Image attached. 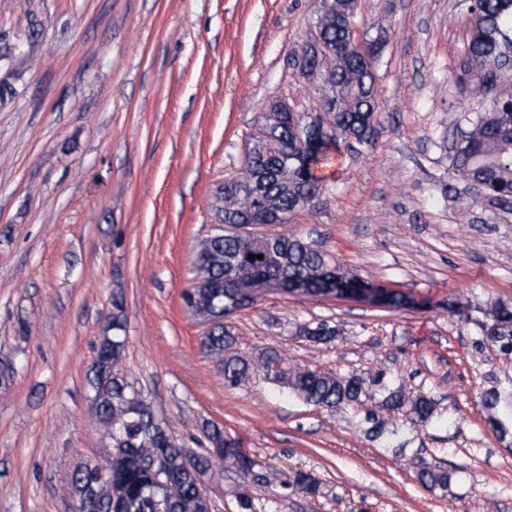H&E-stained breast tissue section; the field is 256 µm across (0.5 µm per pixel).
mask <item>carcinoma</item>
<instances>
[{"label": "carcinoma", "mask_w": 512, "mask_h": 512, "mask_svg": "<svg viewBox=\"0 0 512 512\" xmlns=\"http://www.w3.org/2000/svg\"><path fill=\"white\" fill-rule=\"evenodd\" d=\"M335 2V9L317 17L319 42L293 59L294 67L303 69V78L324 85L321 113L308 121L292 111L265 113L252 136L241 175L217 191L215 209L224 231L201 240L196 253L197 278L207 280L210 287L188 288L182 300L191 314L206 318L208 330L201 346L217 360L225 385L238 386L259 372L305 403L330 411L363 397L372 399L377 392L380 400L366 421L375 438L389 439L397 431L387 426L379 412L426 428L437 419L434 399L385 381L384 372L333 375L293 369L275 348L250 361L236 351V336L227 322L264 293L259 288L264 282H275L289 293L299 285L311 297L332 292L338 280L350 290L363 287L327 253L296 237H245L240 232L242 227L266 223L271 215L305 209L308 199L323 193L326 177L321 172L336 160L340 145H364L373 139L374 70L382 37L373 38V54L365 59L352 43L358 0ZM465 4L471 35L459 63L457 84L463 93L486 98L487 107L469 119L468 129L448 133L451 166L461 181L481 186L482 195L473 202L485 200L500 211L512 212V90H501L504 81L512 80V0H465ZM492 315L494 324L478 345L491 341L508 356L512 354V304L498 303ZM124 331L125 299L116 294L87 375L95 415L109 446L102 460L76 468L68 494L77 512H211V501L199 493L198 481L218 463L240 468L239 442L220 427L208 426L209 452L188 462L184 447L163 422H155L150 405L124 375ZM297 335L326 345L335 341L337 331L320 321L301 326ZM102 469L109 474L103 487L98 483ZM417 479L430 491L446 492L452 474L424 467ZM288 488L293 493H320L319 481L302 470L293 473Z\"/></svg>", "instance_id": "1"}]
</instances>
